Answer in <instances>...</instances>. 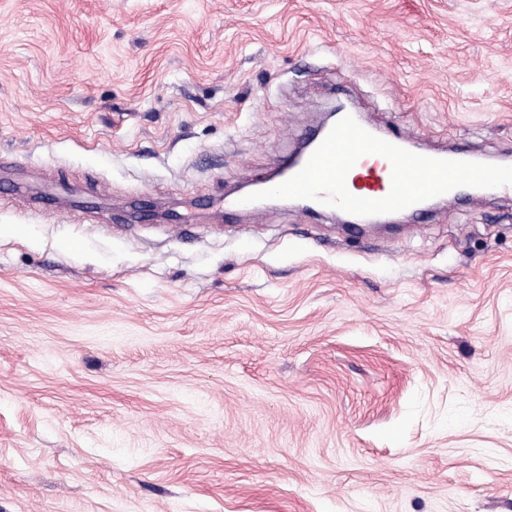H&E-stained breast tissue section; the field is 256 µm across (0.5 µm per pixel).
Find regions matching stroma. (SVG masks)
I'll return each mask as SVG.
<instances>
[{"instance_id": "1", "label": "stroma", "mask_w": 512, "mask_h": 512, "mask_svg": "<svg viewBox=\"0 0 512 512\" xmlns=\"http://www.w3.org/2000/svg\"><path fill=\"white\" fill-rule=\"evenodd\" d=\"M512 159V0H0V512H512V197L224 199L340 98Z\"/></svg>"}]
</instances>
